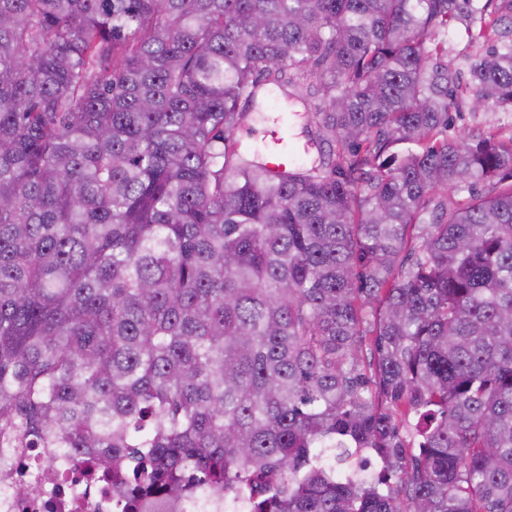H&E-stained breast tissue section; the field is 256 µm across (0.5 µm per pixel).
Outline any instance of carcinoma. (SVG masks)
I'll return each mask as SVG.
<instances>
[{"mask_svg":"<svg viewBox=\"0 0 512 512\" xmlns=\"http://www.w3.org/2000/svg\"><path fill=\"white\" fill-rule=\"evenodd\" d=\"M470 2L0 0V424L120 512H512V134L445 135L512 112V0ZM270 89L311 163L235 138ZM484 51V47L469 43L464 24L460 22L453 24L448 33V64L460 71L464 81L469 78L467 72L470 64ZM453 112V122L448 130L449 137H455L464 131L477 127H494L506 134L512 132V112L487 111L472 112L470 97H463Z\"/></svg>","mask_w":512,"mask_h":512,"instance_id":"1","label":"carcinoma"}]
</instances>
